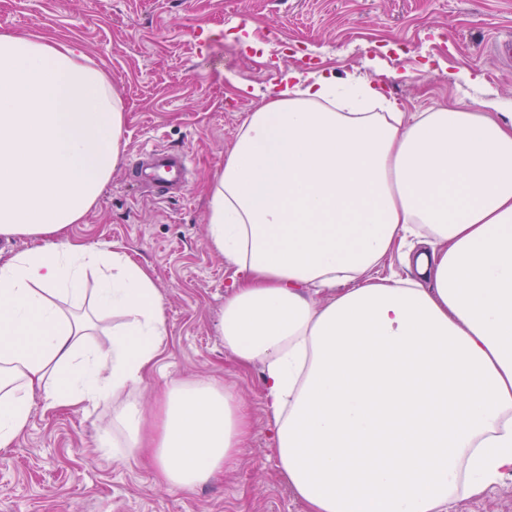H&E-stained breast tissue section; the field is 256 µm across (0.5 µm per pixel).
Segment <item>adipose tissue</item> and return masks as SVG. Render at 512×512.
<instances>
[{"label":"adipose tissue","mask_w":512,"mask_h":512,"mask_svg":"<svg viewBox=\"0 0 512 512\" xmlns=\"http://www.w3.org/2000/svg\"><path fill=\"white\" fill-rule=\"evenodd\" d=\"M289 70L240 126L211 188L207 236L240 273L218 333L261 365L278 465L308 512H455L512 479V104L404 112L380 85ZM106 73L39 35L0 33V447L45 406L145 383L166 340L150 272L74 243L124 153ZM413 271L378 278L393 255ZM95 273L117 321L94 342L67 315ZM166 488L230 470L249 428L213 383L169 381L148 427Z\"/></svg>","instance_id":"adipose-tissue-1"}]
</instances>
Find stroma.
<instances>
[{
  "label": "stroma",
  "instance_id": "stroma-1",
  "mask_svg": "<svg viewBox=\"0 0 512 512\" xmlns=\"http://www.w3.org/2000/svg\"><path fill=\"white\" fill-rule=\"evenodd\" d=\"M0 32L79 46L121 97L122 161L69 235L149 267L167 329L140 390L85 411L35 396L26 429L0 448V512H306L270 446L262 369L241 368L217 333L234 268L207 237L209 187L259 92L308 63L344 81L378 57L375 80L407 112L473 108L488 92L511 102L512 65L490 49L512 38V0H0ZM153 143L193 159L183 190L162 199L128 182ZM173 379L216 383L250 415L236 469L193 489H165L146 456L100 449L124 405L156 421Z\"/></svg>",
  "mask_w": 512,
  "mask_h": 512
}]
</instances>
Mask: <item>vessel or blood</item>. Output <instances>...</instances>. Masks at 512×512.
Here are the masks:
<instances>
[{"mask_svg":"<svg viewBox=\"0 0 512 512\" xmlns=\"http://www.w3.org/2000/svg\"><path fill=\"white\" fill-rule=\"evenodd\" d=\"M191 163L185 151L146 148L136 160L131 177L138 189L162 198L186 184Z\"/></svg>","mask_w":512,"mask_h":512,"instance_id":"b4317fda","label":"vessel or blood"}]
</instances>
